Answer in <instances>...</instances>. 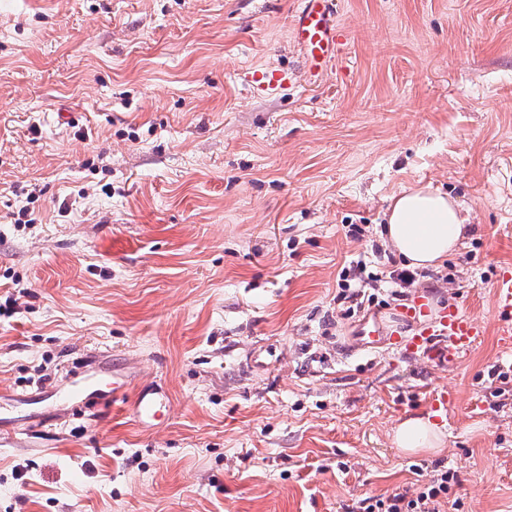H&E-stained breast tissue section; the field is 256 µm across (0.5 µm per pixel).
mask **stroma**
Masks as SVG:
<instances>
[{
	"label": "stroma",
	"mask_w": 512,
	"mask_h": 512,
	"mask_svg": "<svg viewBox=\"0 0 512 512\" xmlns=\"http://www.w3.org/2000/svg\"><path fill=\"white\" fill-rule=\"evenodd\" d=\"M299 2L0 0V388L42 365L86 387L59 434L0 451V512H356L446 470L439 512H512V0H336L316 86ZM415 184L469 224L402 288L381 230ZM359 264L372 313L427 295L483 338L453 368L356 350ZM143 386L169 397L150 428ZM433 391L444 449L400 451ZM292 34L309 84L318 82L337 61L346 34L336 22L334 0H301ZM355 270L357 272H355ZM350 271L351 270H348L347 272L345 269L341 271L339 276L340 280L338 282V287L344 288L342 289L344 299H348V302H351L352 305H356V307L361 308L365 296H367L366 301L369 303H371L374 299V294L367 295L365 289L361 288H372L373 290H375V288H377V282L381 280L378 279L376 275H368L367 278L363 277V267H358L357 269H354L352 274L350 273ZM351 282H353V284ZM347 291H350V293L347 294ZM494 309L499 321L507 328L512 325V275H503L494 283Z\"/></svg>",
	"instance_id": "stroma-1"
}]
</instances>
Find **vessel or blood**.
<instances>
[{"label": "vessel or blood", "instance_id": "1", "mask_svg": "<svg viewBox=\"0 0 512 512\" xmlns=\"http://www.w3.org/2000/svg\"><path fill=\"white\" fill-rule=\"evenodd\" d=\"M292 34L300 52L302 68L311 84L326 74L346 44V34L336 21L334 0H301ZM494 296V309L499 321L511 326V274L495 281ZM483 335L484 328L479 320L455 307L434 311L426 297L419 295L398 309L394 323H387L378 316L365 319L358 328L357 345L365 351L399 345L429 363L450 367L471 351ZM53 396V391L42 388L37 393L15 400L0 391V446L14 448L32 442L43 430V420L38 415H13L15 404L26 405ZM167 403V397L158 392L141 389L134 396V415L139 423H149L156 419Z\"/></svg>", "mask_w": 512, "mask_h": 512}]
</instances>
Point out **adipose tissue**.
<instances>
[{"label":"adipose tissue","mask_w":512,"mask_h":512,"mask_svg":"<svg viewBox=\"0 0 512 512\" xmlns=\"http://www.w3.org/2000/svg\"><path fill=\"white\" fill-rule=\"evenodd\" d=\"M386 244L415 268H438L465 238L467 217L453 199L430 186H416L394 195L385 213ZM394 444L403 451H438L445 436L429 417L406 419L394 430Z\"/></svg>","instance_id":"ef3b65f1"}]
</instances>
